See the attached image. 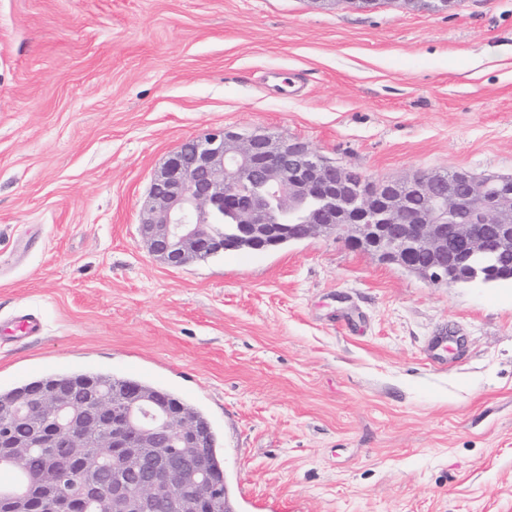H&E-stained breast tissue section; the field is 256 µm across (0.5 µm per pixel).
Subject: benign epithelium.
Returning <instances> with one entry per match:
<instances>
[{"label":"benign epithelium","mask_w":512,"mask_h":512,"mask_svg":"<svg viewBox=\"0 0 512 512\" xmlns=\"http://www.w3.org/2000/svg\"><path fill=\"white\" fill-rule=\"evenodd\" d=\"M403 2L446 13L460 0ZM370 183L300 140L215 128L183 141L153 174L137 232L148 252L173 269L243 240L271 246L288 216L305 238L334 234L383 263L407 268L413 255L423 256L424 280L433 285L456 283L468 256H512V180L456 169L380 180L375 194L366 190ZM461 183L470 187L466 196ZM410 193L429 197L430 206L412 210ZM226 220L233 234L210 233ZM17 420L32 426L30 440L14 439L10 424ZM201 442L200 428L162 396L130 390L114 400L93 385L81 394L40 391L0 418V464L25 472L27 449L66 448L80 469L60 503L57 466L45 456L44 495L37 502L25 490L12 492L11 512H213L215 480ZM129 459L143 465L134 477L125 472Z\"/></svg>","instance_id":"benign-epithelium-1"}]
</instances>
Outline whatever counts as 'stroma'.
I'll list each match as a JSON object with an SVG mask.
<instances>
[{
    "label": "stroma",
    "instance_id": "1",
    "mask_svg": "<svg viewBox=\"0 0 512 512\" xmlns=\"http://www.w3.org/2000/svg\"><path fill=\"white\" fill-rule=\"evenodd\" d=\"M220 126L376 179L512 176V0H0V328L44 326L0 339V389L162 386L266 512H512V282L332 235L167 267L137 235L151 178ZM12 328L7 331L14 342L23 343L33 336L40 334L42 324L40 320L29 313H20L11 321Z\"/></svg>",
    "mask_w": 512,
    "mask_h": 512
}]
</instances>
